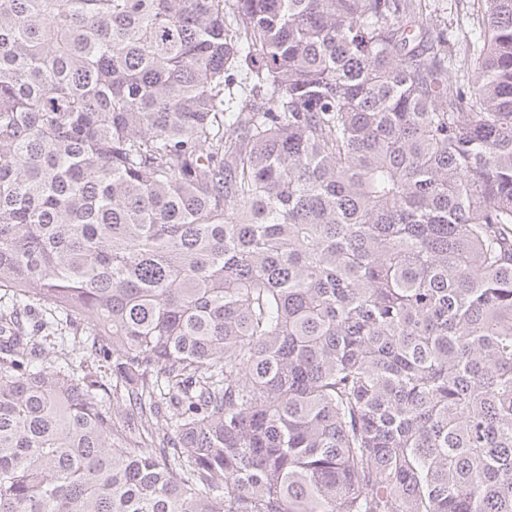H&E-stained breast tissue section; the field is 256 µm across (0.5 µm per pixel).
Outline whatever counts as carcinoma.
I'll list each match as a JSON object with an SVG mask.
<instances>
[{
  "instance_id": "obj_1",
  "label": "carcinoma",
  "mask_w": 512,
  "mask_h": 512,
  "mask_svg": "<svg viewBox=\"0 0 512 512\" xmlns=\"http://www.w3.org/2000/svg\"><path fill=\"white\" fill-rule=\"evenodd\" d=\"M477 5L0 0V512H512V0ZM427 11H424V20L440 29L448 28V34L455 32L465 14L472 12L477 5L473 0H427ZM426 13V15H425ZM21 316L27 327L30 330L34 329V336L41 346L44 347L46 353L52 354L53 351L60 348V336H66L68 339L73 337L72 334H69V330L65 328V325L57 324L52 318L50 311L44 307L35 308L31 312H27L21 307Z\"/></svg>"
}]
</instances>
